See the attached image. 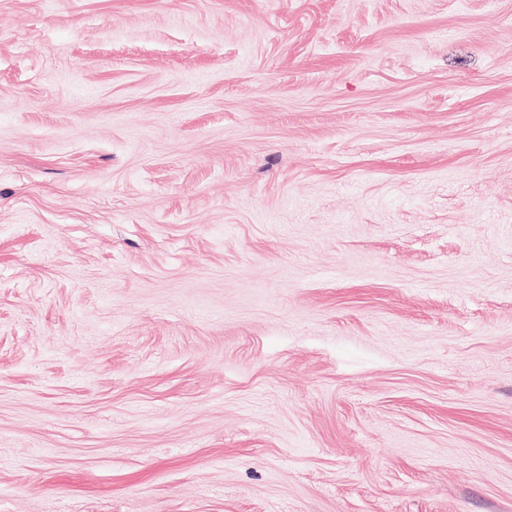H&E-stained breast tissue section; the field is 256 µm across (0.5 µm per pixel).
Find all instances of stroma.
I'll return each instance as SVG.
<instances>
[{"label":"stroma","mask_w":512,"mask_h":512,"mask_svg":"<svg viewBox=\"0 0 512 512\" xmlns=\"http://www.w3.org/2000/svg\"><path fill=\"white\" fill-rule=\"evenodd\" d=\"M0 512H512V0H0Z\"/></svg>","instance_id":"obj_1"}]
</instances>
